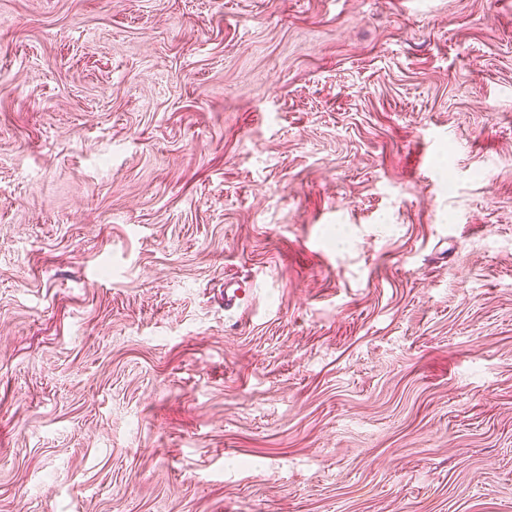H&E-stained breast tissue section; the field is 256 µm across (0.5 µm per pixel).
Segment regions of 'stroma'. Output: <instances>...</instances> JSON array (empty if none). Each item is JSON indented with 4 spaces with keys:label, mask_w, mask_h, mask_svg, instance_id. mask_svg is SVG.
Listing matches in <instances>:
<instances>
[{
    "label": "stroma",
    "mask_w": 512,
    "mask_h": 512,
    "mask_svg": "<svg viewBox=\"0 0 512 512\" xmlns=\"http://www.w3.org/2000/svg\"><path fill=\"white\" fill-rule=\"evenodd\" d=\"M0 512H512V0H0Z\"/></svg>",
    "instance_id": "stroma-1"
}]
</instances>
